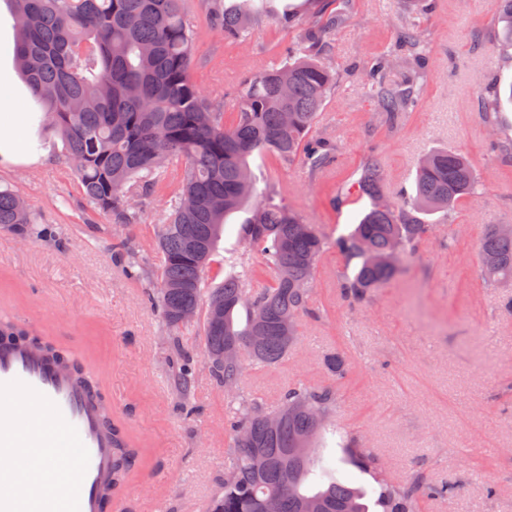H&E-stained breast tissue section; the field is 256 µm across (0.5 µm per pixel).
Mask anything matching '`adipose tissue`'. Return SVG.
<instances>
[{
    "label": "adipose tissue",
    "mask_w": 512,
    "mask_h": 512,
    "mask_svg": "<svg viewBox=\"0 0 512 512\" xmlns=\"http://www.w3.org/2000/svg\"><path fill=\"white\" fill-rule=\"evenodd\" d=\"M13 112L12 121L0 122V163L32 165L44 156L32 131L34 124L28 113L18 111L15 99L0 91V112ZM51 451L47 448H11L0 450V492L24 486L30 496L49 489L61 492L70 488L61 466L48 465Z\"/></svg>",
    "instance_id": "adipose-tissue-1"
}]
</instances>
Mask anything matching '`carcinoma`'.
<instances>
[{
  "instance_id": "obj_1",
  "label": "carcinoma",
  "mask_w": 512,
  "mask_h": 512,
  "mask_svg": "<svg viewBox=\"0 0 512 512\" xmlns=\"http://www.w3.org/2000/svg\"><path fill=\"white\" fill-rule=\"evenodd\" d=\"M16 67L32 98L29 111L47 121L65 142L77 180L93 208L126 226L140 221L131 189L142 196L165 193L169 211L157 228L158 263L151 270L156 306L174 342L195 328L224 390L238 389L247 363L269 366L288 353L301 316L310 313L312 276L323 254L333 249L356 261L342 283L356 302L399 273L394 258L413 257L431 230L427 216L449 211L474 198L479 183L468 160L446 148L430 151L418 166L412 192L398 202L382 199L383 169L378 158L364 161L356 181L369 205L346 234L328 238L288 205L259 188L249 159L270 153L301 160L313 176L329 165L334 148L316 141L312 128L336 86L335 75L318 62L327 35L347 20L340 0H308L315 19L274 0H214L210 23L232 44L249 39L260 16L295 33L287 58L247 75L236 95L231 122L224 108L210 103L192 80L195 33L183 0H11ZM506 23L503 40L512 45V0H492ZM409 52L401 84L388 79L389 59L372 58L366 85L375 108L390 125L419 102L418 80L425 54L413 28L404 27ZM253 204L243 224L245 251L259 258L214 284L211 257L229 217ZM0 226L24 237L47 234L38 218L9 187H0ZM208 242L202 253L187 241ZM485 278L512 282V225L490 226L477 243ZM249 309L244 326L238 307ZM195 310L191 320L179 313ZM260 329L262 342L247 339ZM236 341L241 351L224 356ZM340 353L324 358L329 374H344ZM224 486L204 512H256L257 504L278 499V512H415L421 483L383 487L373 502L366 492L317 467L313 449L336 405L330 385H296L283 392L272 415L258 397H232ZM112 478L104 490L120 497L140 451L119 423H112ZM355 466L378 461L344 444Z\"/></svg>"
}]
</instances>
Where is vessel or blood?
Masks as SVG:
<instances>
[{
  "label": "vessel or blood",
  "instance_id": "1",
  "mask_svg": "<svg viewBox=\"0 0 512 512\" xmlns=\"http://www.w3.org/2000/svg\"><path fill=\"white\" fill-rule=\"evenodd\" d=\"M0 448H50L71 489L0 493V512H105L114 444L93 393L23 344L0 345Z\"/></svg>",
  "mask_w": 512,
  "mask_h": 512
}]
</instances>
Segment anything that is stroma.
Returning <instances> with one entry per match:
<instances>
[{
  "instance_id": "1",
  "label": "stroma",
  "mask_w": 512,
  "mask_h": 512,
  "mask_svg": "<svg viewBox=\"0 0 512 512\" xmlns=\"http://www.w3.org/2000/svg\"><path fill=\"white\" fill-rule=\"evenodd\" d=\"M196 33L193 78L215 103L232 108L240 79L282 56L291 34L259 19L251 39L225 44L209 25L207 0H185ZM349 19L320 57L336 70L337 89L313 134L336 151L328 169L310 176L301 161L253 156L260 186L285 201L326 236L347 232L368 206L355 181L370 155L385 174L384 195L410 189L425 154L447 146L464 154L481 185L439 218L420 253L392 281L349 305L340 287L352 269L326 254L313 278L319 319H303L286 358L248 370L243 397L258 396L276 411L283 391L297 383L334 382L333 424L382 462L378 473L341 463L335 434L316 454L337 480L367 492L419 478L450 483L452 498L421 497L418 512H512V285H492L481 273L476 245L492 224H512V161L490 148L512 137V107L491 113L498 84L512 83V47L490 0H349ZM411 24L426 52L420 101L391 126L375 111L364 66L392 58L390 77L405 76L393 49ZM14 20L0 0V68L18 104L26 91L14 69ZM48 156L29 166H0V185L14 189L49 232L21 238L0 227V321L71 351L112 412L137 443L148 448L123 500L107 512H201L224 483L228 395L204 358L197 335L172 342L148 296L151 276L129 279L115 259L133 249L145 268L157 261L156 230L168 213L164 195L144 208L139 223L113 225L82 195L64 141L42 132ZM345 352L348 371L334 380L323 358ZM195 375L189 399L176 392L177 356Z\"/></svg>"
}]
</instances>
